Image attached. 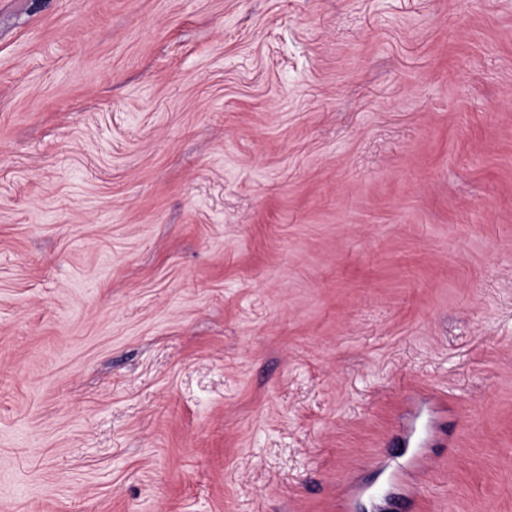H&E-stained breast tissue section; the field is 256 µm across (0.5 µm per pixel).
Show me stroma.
<instances>
[{
    "instance_id": "35a3bbf8",
    "label": "stroma",
    "mask_w": 512,
    "mask_h": 512,
    "mask_svg": "<svg viewBox=\"0 0 512 512\" xmlns=\"http://www.w3.org/2000/svg\"><path fill=\"white\" fill-rule=\"evenodd\" d=\"M356 486L512 512V0H0V512Z\"/></svg>"
}]
</instances>
